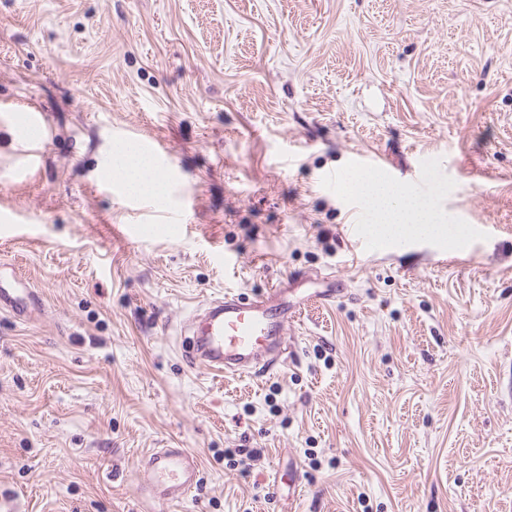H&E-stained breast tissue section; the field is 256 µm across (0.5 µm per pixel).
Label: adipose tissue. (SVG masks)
Wrapping results in <instances>:
<instances>
[{
    "label": "adipose tissue",
    "instance_id": "adipose-tissue-1",
    "mask_svg": "<svg viewBox=\"0 0 512 512\" xmlns=\"http://www.w3.org/2000/svg\"><path fill=\"white\" fill-rule=\"evenodd\" d=\"M130 155H133V149L129 146L119 147L116 153L118 171L130 189L136 193L160 196L162 186L150 176V159L142 156L132 165L128 162ZM352 189L364 196L377 213L378 222L372 228L374 235L398 237L414 231L431 237L450 238L455 234L430 201L406 193L402 187L378 176L357 177Z\"/></svg>",
    "mask_w": 512,
    "mask_h": 512
}]
</instances>
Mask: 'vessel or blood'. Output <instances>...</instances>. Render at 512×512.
Masks as SVG:
<instances>
[{"mask_svg":"<svg viewBox=\"0 0 512 512\" xmlns=\"http://www.w3.org/2000/svg\"><path fill=\"white\" fill-rule=\"evenodd\" d=\"M306 304L274 285L250 297L234 293L197 309L184 327L183 353L192 366L216 375L270 371L284 362L286 333ZM42 299L27 288L0 287V309L27 320L43 310ZM148 496L156 504L180 501L198 483L197 458L185 448H152L141 459Z\"/></svg>","mask_w":512,"mask_h":512,"instance_id":"obj_1","label":"vessel or blood"}]
</instances>
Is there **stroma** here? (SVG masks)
<instances>
[{
  "label": "stroma",
  "instance_id": "1",
  "mask_svg": "<svg viewBox=\"0 0 512 512\" xmlns=\"http://www.w3.org/2000/svg\"><path fill=\"white\" fill-rule=\"evenodd\" d=\"M152 139L159 198L112 169ZM375 154L462 247L352 251ZM1 224L45 309L0 312V512H512V0H0ZM331 276L287 365L184 361L197 307ZM150 448L197 457L182 502L143 492Z\"/></svg>",
  "mask_w": 512,
  "mask_h": 512
}]
</instances>
